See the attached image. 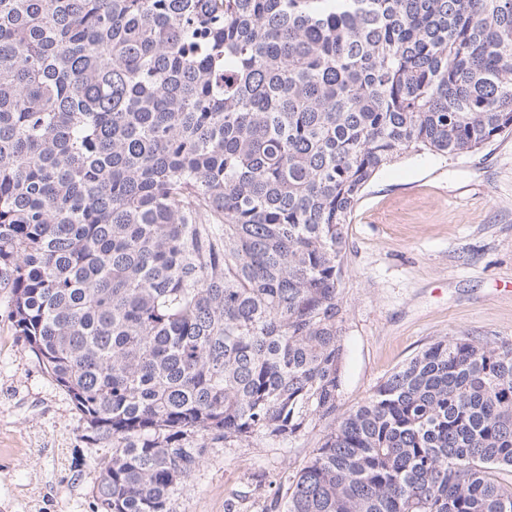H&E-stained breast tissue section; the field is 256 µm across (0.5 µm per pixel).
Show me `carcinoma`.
I'll return each mask as SVG.
<instances>
[{
    "mask_svg": "<svg viewBox=\"0 0 512 512\" xmlns=\"http://www.w3.org/2000/svg\"><path fill=\"white\" fill-rule=\"evenodd\" d=\"M504 134L512 0H0V289L111 449L102 512L320 421L281 512H512V344L440 340L336 416L366 187Z\"/></svg>",
    "mask_w": 512,
    "mask_h": 512,
    "instance_id": "carcinoma-1",
    "label": "carcinoma"
}]
</instances>
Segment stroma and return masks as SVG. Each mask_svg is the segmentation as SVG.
<instances>
[{"mask_svg":"<svg viewBox=\"0 0 512 512\" xmlns=\"http://www.w3.org/2000/svg\"><path fill=\"white\" fill-rule=\"evenodd\" d=\"M339 412L457 336L512 344V135L478 152L409 155L376 174L346 230ZM0 290V512H97L79 415L15 336ZM326 432L208 449L170 512H267Z\"/></svg>","mask_w":512,"mask_h":512,"instance_id":"35a3bbf8","label":"stroma"}]
</instances>
